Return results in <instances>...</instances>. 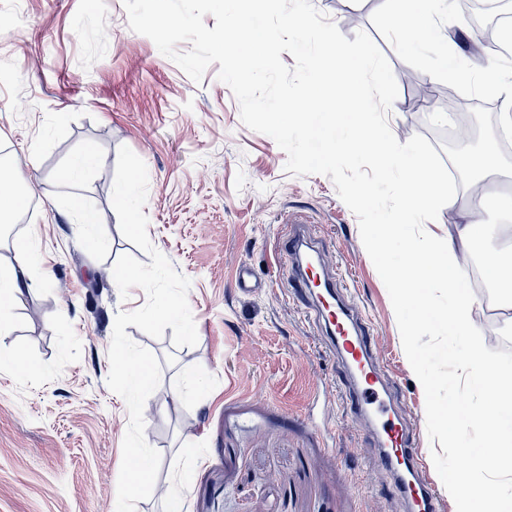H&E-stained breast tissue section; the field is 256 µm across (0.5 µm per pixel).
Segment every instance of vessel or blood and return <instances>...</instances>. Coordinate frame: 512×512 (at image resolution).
Wrapping results in <instances>:
<instances>
[{
  "label": "vessel or blood",
  "instance_id": "1",
  "mask_svg": "<svg viewBox=\"0 0 512 512\" xmlns=\"http://www.w3.org/2000/svg\"><path fill=\"white\" fill-rule=\"evenodd\" d=\"M281 250L288 257L295 296L311 317L324 323L328 352L345 370L342 393L351 417L364 423L382 421L374 436L381 472L398 491L406 512H442L443 499L420 460L417 432L378 357L370 322L324 264L308 265V257L321 250L304 230H290Z\"/></svg>",
  "mask_w": 512,
  "mask_h": 512
}]
</instances>
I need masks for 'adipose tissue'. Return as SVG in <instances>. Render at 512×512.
<instances>
[{"label":"adipose tissue","instance_id":"adipose-tissue-1","mask_svg":"<svg viewBox=\"0 0 512 512\" xmlns=\"http://www.w3.org/2000/svg\"><path fill=\"white\" fill-rule=\"evenodd\" d=\"M368 62V57H361L335 74L333 83L340 89L339 99L320 100V112L327 123L339 122L347 115L353 121H364L363 109L368 106L369 97L363 73ZM389 137L387 125L375 124L369 132L359 133L346 148L353 153H379L382 165L400 173L401 189L412 211L422 220H431L439 206V197L434 191L429 166L413 153L387 152ZM462 219V224L456 225L454 234L448 238L433 240L423 249L412 247L403 267L397 269L383 263L381 271L393 286L397 300L409 305L418 321L467 337L470 346L459 367L479 380L485 394L495 399L496 410L494 418L489 420L481 410L456 404L440 417L449 442L465 438L471 427L485 434L483 446L467 451L472 472L482 474V481H474L472 473L460 472L452 482L460 490L463 512H512V494L502 490L507 474L505 463L512 460V372L500 368L486 353L482 330L471 319L474 301L462 286L463 255L469 252L476 238L497 235L498 228L481 223L467 207L462 210ZM34 253V240H25L16 247L13 264L0 267V331L11 329L14 324L11 307L23 293ZM439 283L448 284L450 293L447 308L436 310L430 306L428 294Z\"/></svg>","mask_w":512,"mask_h":512}]
</instances>
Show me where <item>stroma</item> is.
<instances>
[{
	"label": "stroma",
	"instance_id": "obj_1",
	"mask_svg": "<svg viewBox=\"0 0 512 512\" xmlns=\"http://www.w3.org/2000/svg\"><path fill=\"white\" fill-rule=\"evenodd\" d=\"M347 39L374 38L398 78L399 142L448 141L436 104L418 101L408 69L371 23L383 0H311ZM0 151L29 185L28 225L37 245L13 329L0 358L22 353L31 372L0 369V512H113L129 416L106 383L115 316L146 300L121 297L98 279L123 254L141 251L121 233L112 206L117 153L146 164L148 235L191 281L198 342L178 347L172 328L153 338L161 381L144 412L145 439L159 451L157 485L177 499L137 502V512H403L383 488L364 425L347 417L326 332L288 293L279 238L305 223L356 296L377 335L379 356L402 393L405 414L426 438L425 393L405 355L387 289L368 256L355 214L330 178L295 177L286 153L249 129L211 65L194 82L154 42L132 31L122 0H0ZM94 147L102 164L79 184L57 173ZM461 189L432 222L404 225L387 245L400 264L409 244L447 237L460 223ZM98 215L75 221L73 205ZM249 265L259 282L239 292ZM472 319L492 359L512 369V291L470 288Z\"/></svg>",
	"mask_w": 512,
	"mask_h": 512
}]
</instances>
